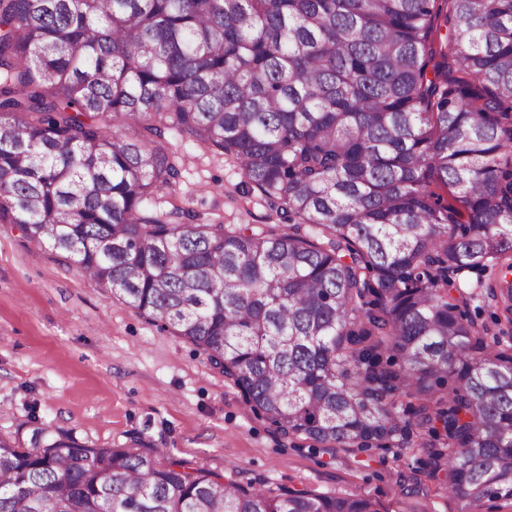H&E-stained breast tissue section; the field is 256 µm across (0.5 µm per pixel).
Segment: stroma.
Returning a JSON list of instances; mask_svg holds the SVG:
<instances>
[{
	"mask_svg": "<svg viewBox=\"0 0 512 512\" xmlns=\"http://www.w3.org/2000/svg\"><path fill=\"white\" fill-rule=\"evenodd\" d=\"M181 175L159 197L190 224H274L277 206L236 163L168 136ZM79 440L150 447L242 485L366 496L379 512H465L433 471L426 435L388 448H312L284 437L202 351L96 288L65 253L0 224V435L27 436L30 412Z\"/></svg>",
	"mask_w": 512,
	"mask_h": 512,
	"instance_id": "35a3bbf8",
	"label": "stroma"
}]
</instances>
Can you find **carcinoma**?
<instances>
[{
  "mask_svg": "<svg viewBox=\"0 0 512 512\" xmlns=\"http://www.w3.org/2000/svg\"><path fill=\"white\" fill-rule=\"evenodd\" d=\"M169 132L287 225L153 207ZM0 224L192 343L283 436L418 429L449 495L512 500V344L450 295L487 271L512 326V0H0ZM29 424L0 436V512H379Z\"/></svg>",
  "mask_w": 512,
  "mask_h": 512,
  "instance_id": "1",
  "label": "carcinoma"
}]
</instances>
